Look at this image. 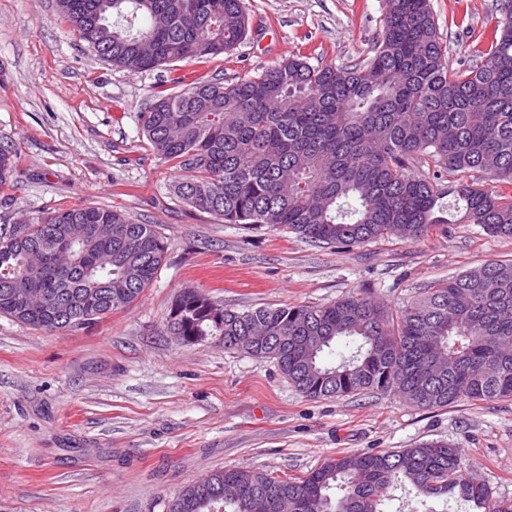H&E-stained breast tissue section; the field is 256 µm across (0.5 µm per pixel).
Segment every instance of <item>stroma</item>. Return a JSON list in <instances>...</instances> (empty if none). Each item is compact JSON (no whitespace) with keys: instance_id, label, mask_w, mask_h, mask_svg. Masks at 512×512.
<instances>
[{"instance_id":"stroma-1","label":"stroma","mask_w":512,"mask_h":512,"mask_svg":"<svg viewBox=\"0 0 512 512\" xmlns=\"http://www.w3.org/2000/svg\"><path fill=\"white\" fill-rule=\"evenodd\" d=\"M246 39L178 69L230 84L294 55L349 66L382 31L381 0H245ZM448 63H484L500 0H430ZM168 68L133 73L91 52L52 0H0V148L17 157L0 224L99 205L157 224L167 260L145 294L95 326L58 333L0 316V512H167L189 482L224 467L301 476L342 454L443 439L494 498L512 500V400L417 408L391 392L309 400L274 362L210 338L184 345L165 316L185 287L225 308L325 304L364 290L399 317L423 288L512 241L475 224L322 248L251 231L187 205L183 171L142 134L139 112Z\"/></svg>"}]
</instances>
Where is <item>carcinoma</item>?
Masks as SVG:
<instances>
[{
  "mask_svg": "<svg viewBox=\"0 0 512 512\" xmlns=\"http://www.w3.org/2000/svg\"><path fill=\"white\" fill-rule=\"evenodd\" d=\"M57 16L103 61L146 72L198 64L248 32L245 0H54ZM383 31L352 67L300 57L224 84L177 73L140 112L161 160L187 175L179 197L226 224L287 231L333 248L396 237L415 243L449 223L450 210L487 235L512 240V14L490 36L488 59L458 70L438 36L430 0H382ZM16 155L0 149V190ZM478 172L500 186L463 181ZM455 185L442 188L448 176ZM453 195L454 204L443 198ZM72 224L89 239L64 245ZM156 224L82 205L0 224V316L48 333L96 325L131 306L167 258ZM45 288L70 321L23 312L5 293ZM184 288L164 327L223 337L224 350L273 361L303 397L394 392L418 408L512 399V261H491L424 289L392 340L389 312L361 292L323 305L224 310ZM472 512H512V501L466 472L461 449L431 440L401 450L327 459L304 477L221 468L186 485L167 512H383L393 486Z\"/></svg>",
  "mask_w": 512,
  "mask_h": 512,
  "instance_id": "1",
  "label": "carcinoma"
}]
</instances>
